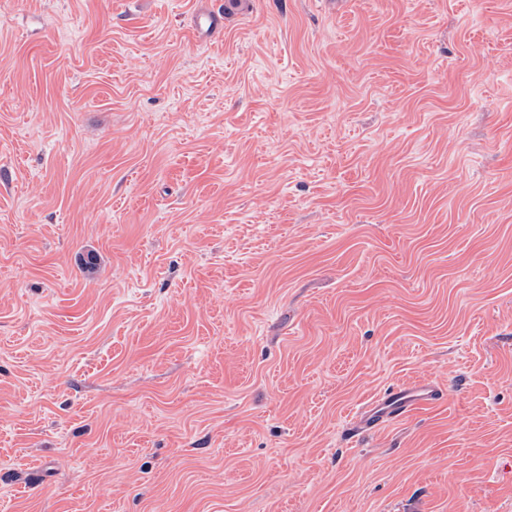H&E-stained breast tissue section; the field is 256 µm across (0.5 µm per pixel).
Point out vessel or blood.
Segmentation results:
<instances>
[{
	"label": "vessel or blood",
	"mask_w": 512,
	"mask_h": 512,
	"mask_svg": "<svg viewBox=\"0 0 512 512\" xmlns=\"http://www.w3.org/2000/svg\"><path fill=\"white\" fill-rule=\"evenodd\" d=\"M441 397L438 387L431 383L406 385L375 397L359 411L352 432L375 430Z\"/></svg>",
	"instance_id": "1"
}]
</instances>
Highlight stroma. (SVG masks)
<instances>
[{
	"instance_id": "35a3bbf8",
	"label": "stroma",
	"mask_w": 512,
	"mask_h": 512,
	"mask_svg": "<svg viewBox=\"0 0 512 512\" xmlns=\"http://www.w3.org/2000/svg\"><path fill=\"white\" fill-rule=\"evenodd\" d=\"M221 2L0 0V512H512V0ZM440 398L441 392L438 387L427 382L392 389L365 404L348 431L358 433L378 429L417 408L434 403Z\"/></svg>"
}]
</instances>
